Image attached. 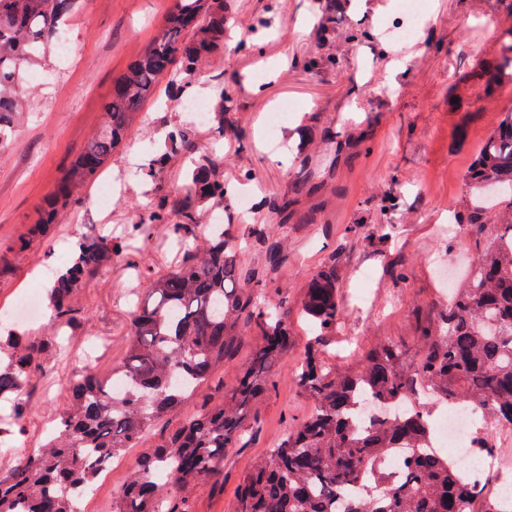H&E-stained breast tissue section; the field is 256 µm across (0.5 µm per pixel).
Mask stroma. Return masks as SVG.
Masks as SVG:
<instances>
[{
	"mask_svg": "<svg viewBox=\"0 0 512 512\" xmlns=\"http://www.w3.org/2000/svg\"><path fill=\"white\" fill-rule=\"evenodd\" d=\"M175 0H78L69 18L67 37L73 47L69 63L49 56L42 78L26 80L27 118L10 147L0 154V250L25 234L37 210L104 121V105L114 82L154 41ZM229 12L237 51H217L193 74L170 70L156 96L143 108L126 139L115 150L109 171L123 175L125 187L108 210L86 190L81 206L63 214L44 239L12 255L8 276L0 278V313L31 290L46 292L47 281L69 258L80 236L92 231L127 236L139 212L156 203L169 186L180 182L189 162L172 159L156 189H146L135 175L168 132L192 128L195 154L211 156L225 179L251 190L267 223H286L287 261L279 272L282 287L297 294L349 225L376 209L375 188L400 183V206L388 257L356 267L343 281L348 310L339 326L350 343L336 353V367L357 369L355 349L384 341L413 347L418 318L432 317L442 306L438 267L459 262L477 250L466 236L446 252L448 222L463 211L465 171L487 138L501 111L512 109V83L503 84L496 100H473L448 106L472 66L492 59L502 27L512 24L504 0H423L424 24L418 39L394 41L389 29L402 19L398 0H355L338 15L341 37L329 45L336 67L307 70L302 62L319 54L314 25L319 0H231ZM366 32L349 41L353 30ZM196 96L214 98L224 89L239 102L234 121L238 139L215 142L207 127L191 125L182 110V87ZM292 103L286 129L278 141L263 135L273 106ZM305 127L312 141L308 155L288 149V133ZM341 132L342 151L327 144L328 132ZM313 178L308 190L293 192L299 168ZM138 261L166 269L176 253L168 232L157 228L146 241L131 240ZM403 260L407 279L392 282L385 273L388 258ZM146 293L145 280L123 266L88 279L73 296L75 318L64 328V348L49 355L46 378L25 391L28 419L15 434L0 472L11 469L46 439L45 428L68 406L69 387L86 371L107 372L127 346L135 302ZM292 347L280 367L278 389L261 410L264 434L254 447L236 452L237 468L263 453L283 433L285 419H300L310 408L292 369L306 341L297 312L286 308ZM159 433L115 459L82 502L80 512H112L128 470L151 454ZM237 480L225 474L222 488L200 481L193 512H234Z\"/></svg>",
	"mask_w": 512,
	"mask_h": 512,
	"instance_id": "35a3bbf8",
	"label": "stroma"
}]
</instances>
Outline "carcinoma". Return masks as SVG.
Instances as JSON below:
<instances>
[{
  "instance_id": "obj_1",
  "label": "carcinoma",
  "mask_w": 512,
  "mask_h": 512,
  "mask_svg": "<svg viewBox=\"0 0 512 512\" xmlns=\"http://www.w3.org/2000/svg\"><path fill=\"white\" fill-rule=\"evenodd\" d=\"M75 0H0V149L12 137L24 109L19 87L40 65ZM316 29L322 44L339 38L329 4ZM224 0H176L151 46L120 76L105 106L104 126L90 139L61 186L47 201L39 223L7 247L22 253L44 235L59 215L75 205L77 190L95 183L121 144L159 80L171 67L193 71L224 47ZM512 82V26L499 37L497 57L475 67L468 84L492 101L500 85ZM234 98L219 91L210 104L209 131L222 141L236 135ZM192 148L188 131L169 134L140 170L158 183L170 161ZM469 200L457 223L472 235H487L460 281L443 292L438 316L419 326V355L394 342L371 349L362 368L340 373L327 361L345 314L343 279L359 259L384 256L393 224L361 220L301 287L293 301L310 327L298 360V387L313 408L291 426L270 451L237 475L235 512H337L336 494L355 479L356 468L378 466L380 490L359 496L344 512H492L486 498L448 465L425 451L428 410L413 408L402 418L381 416L362 429L356 422L360 396L378 407L406 397L420 380L433 395L485 414L490 423L512 429V110L501 118L465 172ZM229 182L207 156L185 175L184 190L165 195L131 225V237L149 238L164 225L179 261L164 273L142 267L127 239L99 233L82 237L71 263L49 291L51 335L17 332L0 346V400L11 403L13 426L27 417L23 393L47 374V355L59 346V328L75 315L78 288L117 263L148 281L147 296L131 321L125 353L110 374H83L69 388L70 409L43 448L0 473V512H78L109 464L156 429L161 443L129 472L112 499V512H193L192 495L204 479L220 480L233 468L231 448H248L261 433L260 406L276 391L277 372L291 347L288 320L267 295L281 292L277 276L286 262L281 242L269 241L271 225L236 221ZM224 205L228 223L215 232L201 229V209ZM260 244L256 255L266 277L245 271L243 248ZM246 328L259 337L232 383L189 401L224 362L233 359ZM121 380L122 394L112 385ZM396 448L408 454L406 470L394 481L384 467Z\"/></svg>"
}]
</instances>
